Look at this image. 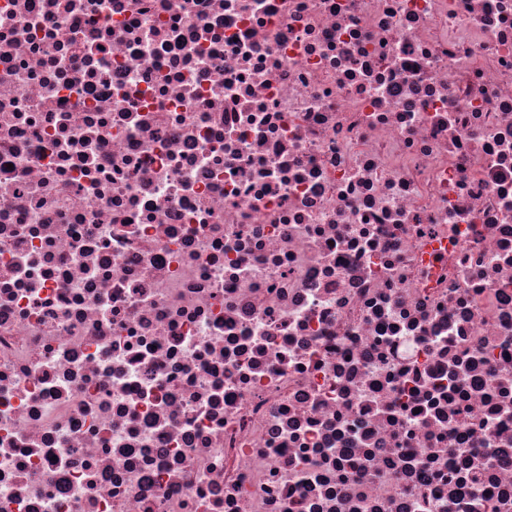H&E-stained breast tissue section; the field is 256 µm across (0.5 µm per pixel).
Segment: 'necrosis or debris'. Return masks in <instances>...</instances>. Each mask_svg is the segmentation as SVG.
Instances as JSON below:
<instances>
[{
    "mask_svg": "<svg viewBox=\"0 0 512 512\" xmlns=\"http://www.w3.org/2000/svg\"><path fill=\"white\" fill-rule=\"evenodd\" d=\"M0 512H512V0H0Z\"/></svg>",
    "mask_w": 512,
    "mask_h": 512,
    "instance_id": "necrosis-or-debris-1",
    "label": "necrosis or debris"
}]
</instances>
